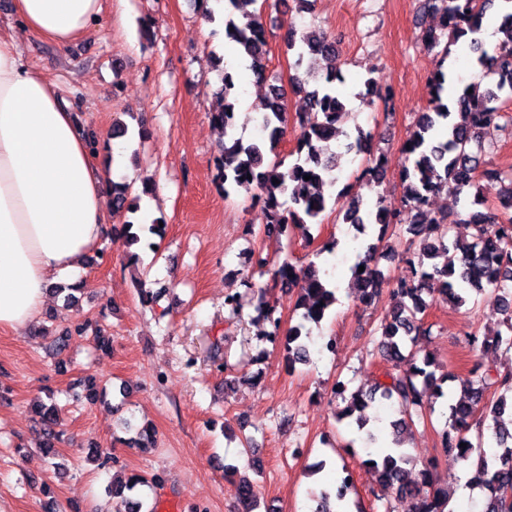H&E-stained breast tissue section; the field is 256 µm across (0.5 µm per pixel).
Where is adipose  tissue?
<instances>
[{
	"label": "adipose tissue",
	"instance_id": "1",
	"mask_svg": "<svg viewBox=\"0 0 512 512\" xmlns=\"http://www.w3.org/2000/svg\"><path fill=\"white\" fill-rule=\"evenodd\" d=\"M21 28L66 45L102 17L101 0H10ZM118 140L92 155L73 106L0 36V331L27 327L61 277L81 285L85 258L106 231L105 190Z\"/></svg>",
	"mask_w": 512,
	"mask_h": 512
}]
</instances>
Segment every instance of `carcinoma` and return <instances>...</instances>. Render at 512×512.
Wrapping results in <instances>:
<instances>
[{"instance_id": "cac0c4a2", "label": "carcinoma", "mask_w": 512, "mask_h": 512, "mask_svg": "<svg viewBox=\"0 0 512 512\" xmlns=\"http://www.w3.org/2000/svg\"><path fill=\"white\" fill-rule=\"evenodd\" d=\"M268 0H224L225 36L238 46L241 55L250 61L248 69L261 81L266 79L269 50L262 22L261 10L244 12L242 23L232 7L238 4L253 5ZM493 0H419V13L439 17L440 26L429 27L422 32V40L435 53L436 64L428 79L429 104L417 114L412 130L401 151L407 164L400 173L402 194L399 200L376 192L369 202L356 197L347 199L344 192L336 195L343 201V221L363 233L369 224L380 225L377 242L366 245L357 255L352 267V278L356 284L355 295L360 303L370 304L389 287L392 306L381 321L378 349L388 362L404 365L401 371H385L374 379L370 389L358 388L347 392L337 384L335 394L344 407L337 413L341 422L356 417L358 430L365 431L366 440L376 443L379 436L365 429L368 419L366 410L371 405L388 402L397 406L398 418L390 422L391 440L383 441L385 447L379 454L369 456L364 463L374 473L376 483L395 490L399 500L413 499L418 512H451L448 509L450 494L448 487L440 485L429 473L418 471L420 478L409 479L407 465L413 461L409 449L405 448V435L412 433L415 424L430 419L439 407L446 417V429L442 432V449L460 459H467L477 451L484 458L475 482L487 491L484 512H512V501L506 492L512 489V374L503 375L489 366L478 381L461 380L464 394L454 399L444 390L448 374L439 372L440 364L430 353L417 360L419 340L431 334L425 325L426 297L437 292L447 295V301L461 307L473 293L489 292L499 302L502 324L506 331L497 330L493 337L479 339V333L471 334V346L492 348L505 353L512 352V216L502 220L498 215L473 209L480 204L482 179L490 187H498L500 206L512 211V178L504 182L502 173L488 167V146L483 140V131L489 125H498L508 137L512 136V124H499L502 118L500 101L512 96V0H500V29L507 31L508 38L487 50L481 40L470 41L475 51V65L481 79L461 85L455 101L456 111H451L444 96L448 81L454 80L449 70H444L450 56V47L465 36L461 22L479 21ZM288 50L296 57L295 64L306 59L325 60L327 67L335 68L336 42L324 32L306 28L291 32L287 38ZM221 81L226 83L219 89L218 107L210 113L213 123L224 129V146L215 158L218 179L224 197L233 192H249L256 189L263 202L265 224L259 229L263 237L282 236L291 224L305 227L322 223L328 206L325 187L336 185L333 172L336 170V154L332 144L341 136L350 139V148L358 152L368 150L372 140L370 133L356 127L349 133L342 126L347 108L336 84L343 83L331 75L309 82L295 83L297 93L303 95L311 112L302 118L308 129L302 141L293 151L294 159L284 166L282 159H269L276 153L281 140L286 136L288 112L286 100L280 89L274 87L256 105L261 115L264 136L246 141L237 136L236 129L227 121V114L235 111L240 103L234 94L237 87L233 75L224 67L220 69ZM385 171L382 159L368 164L362 171V179L370 187L381 183ZM309 180H304V177ZM278 183H273V180ZM452 192L458 196L473 194L470 207L455 216L448 214L430 216L424 211L427 197L432 192ZM140 196H131L127 186L112 184L110 204L114 209L138 208ZM469 224L471 239H450L453 224ZM252 226L246 234L257 233ZM388 237L398 240L401 259L415 266V277L411 280L393 282L378 268L380 244ZM364 271H359V267ZM274 282L298 289L296 307L302 310L300 321L288 328L283 348L288 362L310 365L314 363L311 340L312 326H317L336 305V286L320 276L317 263L308 262L298 268L285 260L270 269ZM86 331V324L77 323L63 332L54 342L56 354H61L69 345L72 336ZM498 391L495 399H488L487 392ZM35 412L46 426L51 440L60 438L54 430L59 424L60 414L56 405L38 404ZM492 424L485 425L486 421ZM480 427L477 442L466 437L471 424ZM487 427L484 435L481 427ZM466 447H460V444ZM342 489L330 485L316 498V507L311 512H338L330 503L342 502L354 490L353 480L347 468L341 469ZM149 480L133 475L124 483L112 486V497L128 500L126 492L144 486ZM235 490L242 512H254L257 504L254 483L246 478L235 482Z\"/></svg>"}]
</instances>
